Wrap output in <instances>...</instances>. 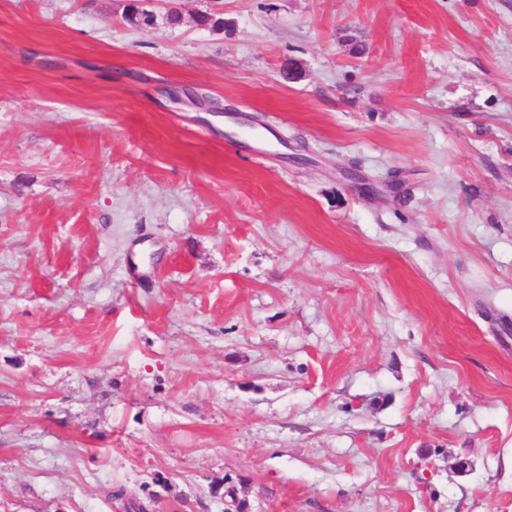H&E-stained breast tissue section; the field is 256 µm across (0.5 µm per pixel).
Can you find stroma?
Here are the masks:
<instances>
[{
  "instance_id": "stroma-1",
  "label": "stroma",
  "mask_w": 512,
  "mask_h": 512,
  "mask_svg": "<svg viewBox=\"0 0 512 512\" xmlns=\"http://www.w3.org/2000/svg\"><path fill=\"white\" fill-rule=\"evenodd\" d=\"M128 2L0 0V512H512V0Z\"/></svg>"
}]
</instances>
